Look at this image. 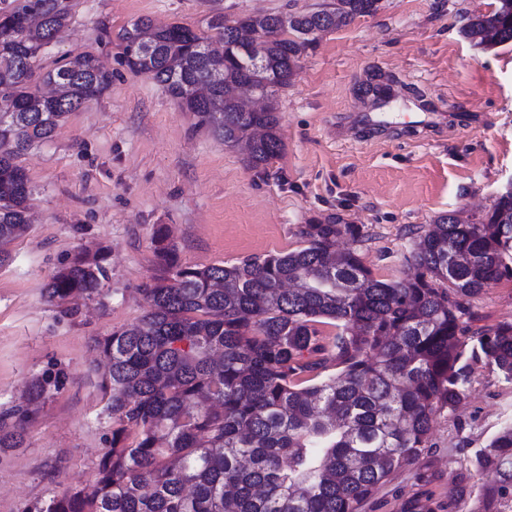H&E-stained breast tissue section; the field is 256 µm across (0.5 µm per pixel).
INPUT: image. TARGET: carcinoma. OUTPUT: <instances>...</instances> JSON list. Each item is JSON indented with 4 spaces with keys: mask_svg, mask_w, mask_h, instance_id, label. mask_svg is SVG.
<instances>
[{
    "mask_svg": "<svg viewBox=\"0 0 512 512\" xmlns=\"http://www.w3.org/2000/svg\"><path fill=\"white\" fill-rule=\"evenodd\" d=\"M0 262L29 228L32 188L20 159L112 84L92 53L37 65L75 0H0ZM379 0H334L283 24L281 15H217L211 36L139 18L121 34V64L159 83L197 125L257 166L278 157V108L251 112L235 89L271 98L316 38L372 15ZM41 22L22 23L29 12ZM464 36L512 42V0L468 18ZM304 246L230 265L182 266L166 229L137 322L96 344L109 392L112 442L91 485L39 512H358L389 477L430 447L434 414L455 410L478 368L512 384V322L471 329L469 298L512 279V190L474 219L455 211L411 231L412 273L384 281L342 238L357 224H306ZM102 250L83 249L45 286L47 300L101 294ZM0 414V448L23 445L21 423L45 400ZM485 477L448 503L403 512H512V424L471 458Z\"/></svg>",
    "mask_w": 512,
    "mask_h": 512,
    "instance_id": "carcinoma-1",
    "label": "carcinoma"
}]
</instances>
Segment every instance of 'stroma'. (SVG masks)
I'll list each match as a JSON object with an SVG mask.
<instances>
[{"instance_id":"35a3bbf8","label":"stroma","mask_w":512,"mask_h":512,"mask_svg":"<svg viewBox=\"0 0 512 512\" xmlns=\"http://www.w3.org/2000/svg\"><path fill=\"white\" fill-rule=\"evenodd\" d=\"M325 0H77L40 55L42 67L90 52L112 73L100 98L70 114L21 159L34 188L32 223L0 263V412L33 378L56 386L23 424L24 445L0 448V512H39L91 483L111 439L97 339L143 314L155 273L154 233L170 230L182 264H233L300 246L303 225L362 227L352 247L380 279L401 276L413 228L452 210L482 215L512 180V43L475 46L461 32L496 0H380L374 15L319 35L278 93L280 156L245 154L196 124L152 79L119 62L138 18L205 31L211 17L302 13ZM392 98L379 136L368 85ZM104 248L100 296L50 303L44 286L79 248ZM473 328L512 322V280L470 300ZM512 422V386L477 370L465 403L433 418L431 446L395 472L361 512H401L422 494L447 500L479 486L470 465Z\"/></svg>"}]
</instances>
